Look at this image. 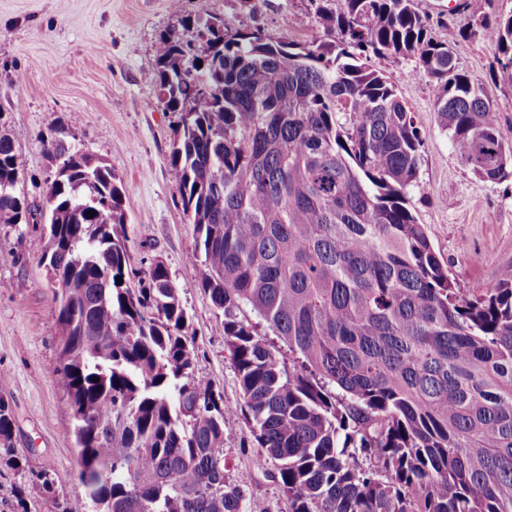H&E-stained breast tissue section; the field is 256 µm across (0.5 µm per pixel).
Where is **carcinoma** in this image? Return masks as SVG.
Returning a JSON list of instances; mask_svg holds the SVG:
<instances>
[{
  "label": "carcinoma",
  "mask_w": 512,
  "mask_h": 512,
  "mask_svg": "<svg viewBox=\"0 0 512 512\" xmlns=\"http://www.w3.org/2000/svg\"><path fill=\"white\" fill-rule=\"evenodd\" d=\"M314 2L318 36L304 43L182 16L194 37L158 48L163 101L181 113L170 165L196 286L224 316L240 407L195 374L166 265L134 267L112 165L63 127L43 139L56 162L50 373L100 512H242L224 477V425L239 414L289 512H512V265L491 288H455L409 209L412 112L358 54L410 60L436 81L439 125L477 179L512 176V144L416 0ZM470 10L464 36L495 44L512 70V14L488 25ZM19 178L0 130L1 224L34 220ZM15 428L0 393V465L20 470ZM50 490L27 484L18 503Z\"/></svg>",
  "instance_id": "carcinoma-1"
}]
</instances>
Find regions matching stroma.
<instances>
[{"label": "stroma", "mask_w": 512, "mask_h": 512, "mask_svg": "<svg viewBox=\"0 0 512 512\" xmlns=\"http://www.w3.org/2000/svg\"><path fill=\"white\" fill-rule=\"evenodd\" d=\"M428 35L448 44L454 62L482 85L512 141V78L490 42L465 39L473 19L462 0H417ZM221 21L232 30L261 27L302 42L316 30L310 0H263L258 12L239 0H0V128L13 138L32 208L47 207L56 164L42 136L67 126L78 148L106 160L125 189L128 245L137 268L167 266L190 316L197 375L242 402L225 347L223 315L196 286L193 227L187 224L170 167L179 113L168 110L157 77L162 37L188 39L180 15ZM412 112L422 136L418 185L409 208L456 286L491 287L512 264V176L481 182L455 154L437 123L435 87L414 62L369 55ZM24 75L15 87V75ZM42 224H0V389L15 414V447L23 470L0 466V512H90L76 477L73 421L67 396L49 372L59 332L52 290L41 262ZM256 442L243 418L224 427L225 479L267 512H288L279 485L254 464ZM48 477L50 494L18 503L19 486Z\"/></svg>", "instance_id": "stroma-1"}]
</instances>
